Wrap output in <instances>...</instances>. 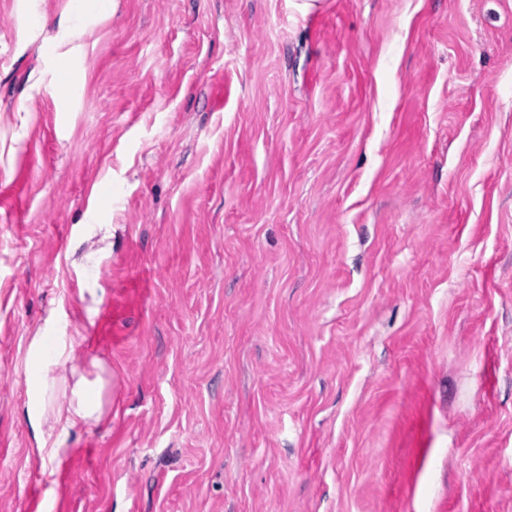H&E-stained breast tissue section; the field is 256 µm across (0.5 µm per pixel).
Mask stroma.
I'll list each match as a JSON object with an SVG mask.
<instances>
[{"label":"stroma","mask_w":512,"mask_h":512,"mask_svg":"<svg viewBox=\"0 0 512 512\" xmlns=\"http://www.w3.org/2000/svg\"><path fill=\"white\" fill-rule=\"evenodd\" d=\"M67 2L0 0V512H512V0H114L59 90ZM83 340L78 328L69 330L68 324L49 320L29 336L25 412L37 450L52 475L67 464L71 431L80 425H95L104 416V375L112 376V370L98 357L88 365L76 360V346Z\"/></svg>","instance_id":"1"}]
</instances>
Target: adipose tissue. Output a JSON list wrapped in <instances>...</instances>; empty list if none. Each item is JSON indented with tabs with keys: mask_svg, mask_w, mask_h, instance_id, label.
<instances>
[{
	"mask_svg": "<svg viewBox=\"0 0 512 512\" xmlns=\"http://www.w3.org/2000/svg\"><path fill=\"white\" fill-rule=\"evenodd\" d=\"M111 15L112 0H69L58 21L60 49L54 54L59 86L68 81L66 45L82 37L91 20ZM82 341L79 329L48 321L30 336L26 350V418L39 454L54 473L67 464L72 430L97 424L104 416L102 390L109 368L97 357L79 363L75 349Z\"/></svg>",
	"mask_w": 512,
	"mask_h": 512,
	"instance_id": "1",
	"label": "adipose tissue"
}]
</instances>
